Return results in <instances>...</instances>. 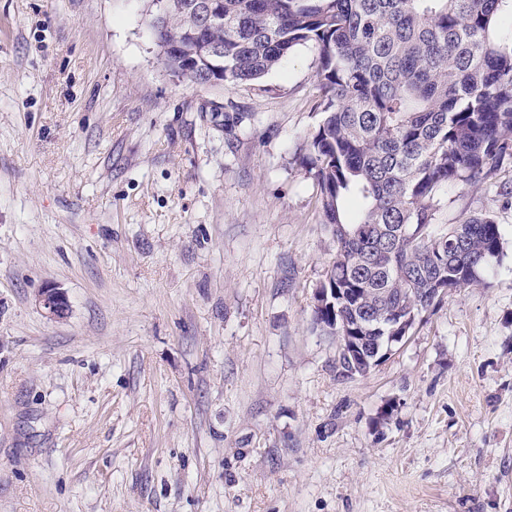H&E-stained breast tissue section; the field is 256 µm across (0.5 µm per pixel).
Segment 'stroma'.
I'll return each instance as SVG.
<instances>
[{
    "instance_id": "stroma-1",
    "label": "stroma",
    "mask_w": 512,
    "mask_h": 512,
    "mask_svg": "<svg viewBox=\"0 0 512 512\" xmlns=\"http://www.w3.org/2000/svg\"><path fill=\"white\" fill-rule=\"evenodd\" d=\"M149 5L0 0V512H512V209L449 187L503 257L341 375L312 52L196 85ZM36 302L51 317L61 319L68 314L69 305L67 298L58 288H43L38 293Z\"/></svg>"
}]
</instances>
